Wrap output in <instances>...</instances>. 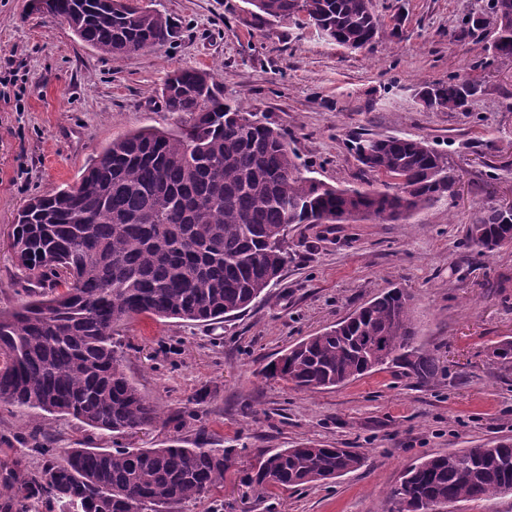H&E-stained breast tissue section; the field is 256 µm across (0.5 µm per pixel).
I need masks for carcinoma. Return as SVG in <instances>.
<instances>
[{
    "label": "carcinoma",
    "mask_w": 512,
    "mask_h": 512,
    "mask_svg": "<svg viewBox=\"0 0 512 512\" xmlns=\"http://www.w3.org/2000/svg\"><path fill=\"white\" fill-rule=\"evenodd\" d=\"M261 18L306 24L336 45H369L383 24L365 0H247ZM494 59L512 58V0H491ZM47 11L98 51L123 56L162 46L174 26L128 0H50ZM478 88L457 77L426 87L436 109L468 112ZM176 131L143 129L115 138L73 186L28 200L11 247L29 271V299L0 311V402L20 411L68 415L127 434L157 422L159 407L126 374L118 329L147 314L217 323L246 311L288 264V229L358 217L396 223L442 197L458 177L448 155L424 138L379 139L362 162L383 189L339 188L305 175L284 134L224 101L215 74L177 69L161 90ZM468 247L489 255L512 241V211L485 209L466 225ZM64 285L65 291L41 287ZM412 297L392 288L262 370L297 387H337L390 363L420 382L437 358L414 346ZM512 369V340L493 349ZM43 470H6L0 512H182L224 486L236 449L197 440L168 448H54ZM352 448L259 449L242 481L258 499L272 489L324 482L359 469ZM512 488V440L429 455L404 472L389 499L407 512L429 503L490 500Z\"/></svg>",
    "instance_id": "cac0c4a2"
}]
</instances>
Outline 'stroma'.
I'll return each instance as SVG.
<instances>
[{"label":"stroma","mask_w":512,"mask_h":512,"mask_svg":"<svg viewBox=\"0 0 512 512\" xmlns=\"http://www.w3.org/2000/svg\"><path fill=\"white\" fill-rule=\"evenodd\" d=\"M490 0H370L385 33L351 51L314 29L270 24L247 0H144L174 19L164 46L120 58L96 51L68 25L0 0V75L18 94L0 99V310L25 298L27 275L9 248L15 214L32 196L74 183L112 139L152 127L173 131L161 89L180 68L213 71L226 98L280 129L300 167L346 187L362 184L349 148L363 133L421 136L458 168L454 198L405 224L375 220L298 224L290 262L261 302L217 324L141 315L122 326L126 372L165 420L114 437L68 416L0 404V465L49 461L43 448H162L197 434L237 449L219 492L184 512H391V488L427 455L512 440V370L496 342L512 340V246L477 257L465 227L479 210L512 201V58L479 51L492 29L470 30ZM459 76L477 85L468 112L427 107L424 86ZM406 289L416 346L437 376L421 383L387 365L338 387L305 391L262 368L378 293ZM308 441L366 456L356 471L263 499L239 480L259 448Z\"/></svg>","instance_id":"35a3bbf8"}]
</instances>
